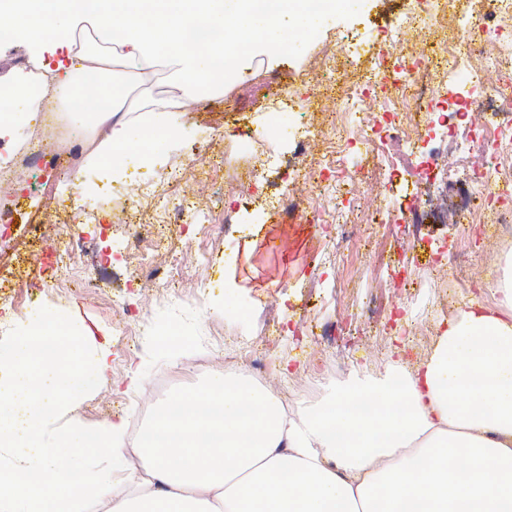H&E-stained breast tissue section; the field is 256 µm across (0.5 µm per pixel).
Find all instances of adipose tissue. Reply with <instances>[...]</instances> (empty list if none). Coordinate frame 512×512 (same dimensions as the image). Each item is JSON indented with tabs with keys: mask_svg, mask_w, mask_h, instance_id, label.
<instances>
[{
	"mask_svg": "<svg viewBox=\"0 0 512 512\" xmlns=\"http://www.w3.org/2000/svg\"><path fill=\"white\" fill-rule=\"evenodd\" d=\"M305 0H0L25 22L1 33L38 42L53 18L66 59L45 67L38 90L0 102V134L17 103L58 101L101 164L131 146L170 140L175 112L223 92L254 59L277 58ZM211 39L183 46L188 29ZM163 67L165 95L132 99L134 84ZM95 75L97 91L83 80ZM495 306L468 304L442 328L416 370L400 361L383 380L355 385L293 414L264 386L223 374L158 405L139 442L141 472L114 474L128 424L92 432L69 404L102 381L105 351L77 359L89 329L41 320L20 345L0 350V512H512V252L498 262ZM101 461L97 475L62 472L59 451Z\"/></svg>",
	"mask_w": 512,
	"mask_h": 512,
	"instance_id": "adipose-tissue-1",
	"label": "adipose tissue"
}]
</instances>
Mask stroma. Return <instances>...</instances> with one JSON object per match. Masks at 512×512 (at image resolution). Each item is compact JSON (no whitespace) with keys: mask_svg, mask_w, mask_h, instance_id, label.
Segmentation results:
<instances>
[{"mask_svg":"<svg viewBox=\"0 0 512 512\" xmlns=\"http://www.w3.org/2000/svg\"><path fill=\"white\" fill-rule=\"evenodd\" d=\"M408 6L409 0H340L336 9L318 18L316 34H308L307 21L294 24L282 56L252 69L223 95L177 113L178 139L160 146L163 160L153 168L155 181L167 182L169 195H183L185 184L168 183L167 174L185 161L191 145L204 144L223 159L215 181L200 198L211 223H223L235 195L252 194L256 200L219 238L193 224L163 225L156 238L159 254H214L208 268L187 260L174 293L165 298H157L146 279L147 267L137 261L146 254L147 242L137 244L136 260L125 256L128 227L122 222L123 199L118 194L103 196L96 166L83 162L72 168L66 186L55 169L27 174L22 205L7 230L10 247L0 254V347L13 345L28 323L48 313L64 314L107 337V381L72 412L81 426L91 429L121 417L131 425H148L152 416L146 406H157L175 391L196 390L221 374L227 360L245 363L256 355L287 364V371L279 372L277 382L269 386L286 405L293 387L311 378L306 363L313 355L344 365L341 378L324 384L323 394L374 382L385 375L391 338L399 325L411 323L413 334L425 336L423 345H410L406 354L414 366L431 355L436 342L435 336L425 335L426 326H438L447 320L449 310L468 302L495 304V297L471 288L470 282L496 268L500 251L477 244L481 261L462 265L454 273L436 263L437 253L452 255L462 249L454 222L419 225L411 238L388 224L364 228L358 216L360 193L338 199L314 194L311 204L329 212L339 206L349 212L346 230L351 246L343 261L324 264L315 256L332 249L333 242L321 228L273 215V205L286 188L283 174L296 142L313 138L319 142V154L329 151L334 94L317 81L325 54L335 52L340 34L352 35L360 58L347 66L344 81H361L370 69V45L382 42L380 26ZM479 10L478 0H450L444 18L435 25L404 29L406 51L429 53L443 42L466 41ZM440 133L434 126L410 146L390 142L368 155L351 154L350 159L371 170L385 155L400 167L403 180L395 181L383 197L394 209L404 180L412 179L414 166L428 161ZM251 169L258 180H249ZM71 186L79 187L83 201L97 206L99 223H71L68 212L47 196L51 189L57 196L66 194ZM71 239L80 240L82 248L65 253V287L35 290L43 253L63 251ZM283 241L288 244L284 250L279 247ZM382 259L407 264L410 275L404 287H395L382 276ZM375 295L383 307L366 316L362 308ZM127 306L136 310L137 320L131 335L120 336L115 328ZM171 326L194 343L192 353L157 347V330ZM236 336L246 337L248 347L233 344ZM134 371L141 375L142 386L129 393L125 381Z\"/></svg>","mask_w":512,"mask_h":512,"instance_id":"obj_1","label":"stroma"}]
</instances>
